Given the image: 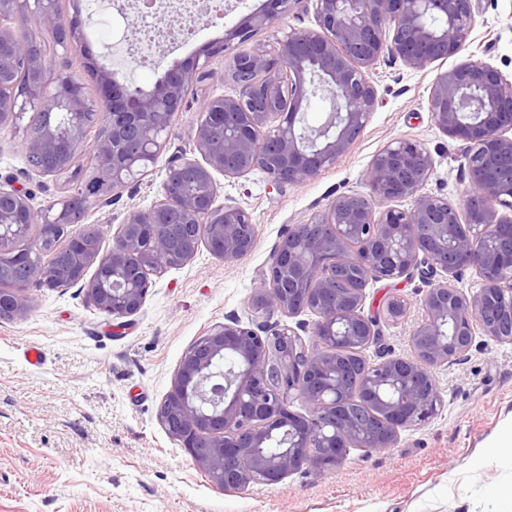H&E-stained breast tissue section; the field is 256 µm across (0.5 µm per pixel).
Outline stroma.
I'll list each match as a JSON object with an SVG mask.
<instances>
[{
	"label": "stroma",
	"mask_w": 512,
	"mask_h": 512,
	"mask_svg": "<svg viewBox=\"0 0 512 512\" xmlns=\"http://www.w3.org/2000/svg\"><path fill=\"white\" fill-rule=\"evenodd\" d=\"M258 3L231 0V10L207 21L182 50L145 62L112 50L113 36L128 31L126 20L103 25L87 0H59L58 7L65 16L83 17L98 64L147 89L161 66L223 37L225 27ZM28 29L45 44L50 68L68 64L84 78L87 95L96 97L84 57L65 54L38 20H30ZM473 37L472 52L511 77L512 0H482ZM205 70L168 135L167 155L198 158L193 128L203 99L233 92L222 80L223 57L212 58ZM434 75L431 68L416 72L379 62L371 73L377 104L363 133L309 182L280 192L258 172L217 175L218 202L243 206L257 226L253 251L227 262L199 246L188 264L154 278L125 326L107 319L80 287L31 284L29 307L0 321V512H501L512 495V455L497 448L500 432L512 426V345L478 341L453 365L436 369L443 408L429 422L402 431L395 447L354 450L334 470H303L241 494L213 486L156 415L184 353L200 336L233 314L243 326L262 325L249 303L280 236L336 195L365 191L366 170L385 145L400 138L423 142L435 162L426 191L461 201L468 181L459 143L434 125L427 110ZM27 134L21 123L0 131V183L30 192L38 207L60 201L62 179L27 171ZM161 183V173L148 175L90 214L89 223L101 230L102 252L111 250L120 219L159 198ZM427 287L417 274L369 284L365 314H374L394 293L412 304L404 321L381 323L382 349L408 352ZM32 347L42 351L41 364L27 362Z\"/></svg>",
	"instance_id": "1"
}]
</instances>
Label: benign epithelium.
<instances>
[{
  "label": "benign epithelium",
  "mask_w": 512,
  "mask_h": 512,
  "mask_svg": "<svg viewBox=\"0 0 512 512\" xmlns=\"http://www.w3.org/2000/svg\"><path fill=\"white\" fill-rule=\"evenodd\" d=\"M309 1L312 26L271 44L253 42ZM479 8L480 0H261L224 39L163 67L148 90L94 66L97 96L89 99L83 81L65 70L48 88L42 41L24 31L18 0H0V131L29 111L47 115L25 142V159L38 176L64 177L71 189L55 214L35 208L29 192L0 186V258L9 255L26 269L0 289L11 317L27 309L37 279L29 253L13 249L16 235L39 224L43 235L60 240L65 225L85 223L98 205L75 186L83 153L114 191L141 175L142 160L161 166L160 198L118 224L104 261L97 262L95 225L69 250V279L83 281L98 264L87 296L109 318L131 317L152 277L190 262L200 243L226 262L253 251L257 225L243 207L217 204L214 174L259 171L278 190L308 182L367 125L377 100L370 74L381 59L418 71L450 60L437 68L427 105L435 126L461 143L468 179L462 201L424 191L434 160L421 141L388 143L368 167L367 192L334 197L272 249L251 301L269 328L260 334L230 317L198 339L157 409L167 436L225 493L279 484L303 469H334L354 448L394 447L401 432L442 407L435 368L468 352L478 336L512 344V79L467 53ZM31 12L65 52L84 50L82 21L65 18L57 0H33ZM220 54L228 55L224 82L236 95L203 102L194 135L202 160L163 158L185 96L202 78L200 60ZM13 72L22 74L24 89L4 83ZM319 87L331 95L332 111L323 124L306 126L302 106ZM462 269L474 272L477 287L454 284ZM415 270L442 279L420 298L410 353L367 357L378 341L376 320L363 312L368 283ZM108 278L111 286L101 287ZM410 306L393 294L384 319L396 324ZM303 312L315 316L312 325L282 323ZM221 359L235 366L217 372ZM297 401L305 411L293 410ZM282 430L288 446L267 452Z\"/></svg>",
  "instance_id": "1"
}]
</instances>
